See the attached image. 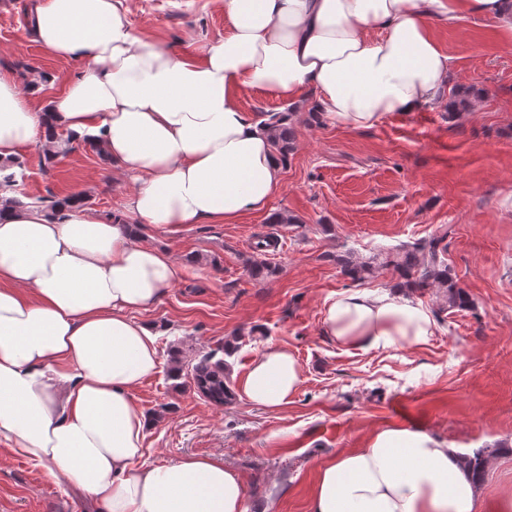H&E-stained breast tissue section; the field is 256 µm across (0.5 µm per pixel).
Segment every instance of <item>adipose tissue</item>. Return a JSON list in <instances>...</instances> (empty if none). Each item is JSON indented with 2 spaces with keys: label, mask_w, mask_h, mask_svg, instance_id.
I'll use <instances>...</instances> for the list:
<instances>
[{
  "label": "adipose tissue",
  "mask_w": 512,
  "mask_h": 512,
  "mask_svg": "<svg viewBox=\"0 0 512 512\" xmlns=\"http://www.w3.org/2000/svg\"><path fill=\"white\" fill-rule=\"evenodd\" d=\"M471 17L512 35V0H224V39L200 55L136 35L122 0H37L30 28L79 72L34 110L0 75V162L45 145L48 126L104 151L134 190L129 222L60 202L0 210V445L80 490L95 512H247L241 473L212 455L145 463L146 413L133 392L159 367L136 320L182 279L135 229L229 224L267 211L281 165L266 118L239 94L317 110L355 130L433 102L453 68L430 26ZM338 345L422 346L435 321L398 292L348 290L323 307ZM302 381L287 349L265 348L239 383L248 401L288 405ZM308 512H480L456 449L405 428L317 468Z\"/></svg>",
  "instance_id": "obj_1"
}]
</instances>
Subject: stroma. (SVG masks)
Wrapping results in <instances>:
<instances>
[{"label":"stroma","mask_w":512,"mask_h":512,"mask_svg":"<svg viewBox=\"0 0 512 512\" xmlns=\"http://www.w3.org/2000/svg\"><path fill=\"white\" fill-rule=\"evenodd\" d=\"M36 0H0V72L30 103L48 101L79 65L48 54L30 33ZM134 32L198 53L223 39L224 0H126ZM454 59L447 90L419 111L347 130L313 113H291L294 131L274 205L286 224L250 214L234 224L139 230L140 244L168 252L185 276L138 318L158 335V372L134 391L150 419L146 459L164 464L217 455L240 471L248 512H306L318 464L362 447L375 430H421L469 453L493 445L479 486L484 512L512 491V42L494 23L465 18L435 27ZM469 92L467 112L449 113L450 91ZM24 193L57 199L86 193L92 210L125 216L132 182L81 145L45 160L23 150ZM441 239L442 257L468 304L409 288L393 260ZM270 248L257 250L258 241ZM373 260L359 281L343 261ZM260 276H252L254 265ZM406 290L436 321L423 346L364 352L321 331L331 294ZM269 344L288 349L302 383L288 405L266 409L238 397L211 405L173 377L175 362L225 353L231 385ZM0 512H93L80 491L0 445Z\"/></svg>","instance_id":"obj_1"}]
</instances>
